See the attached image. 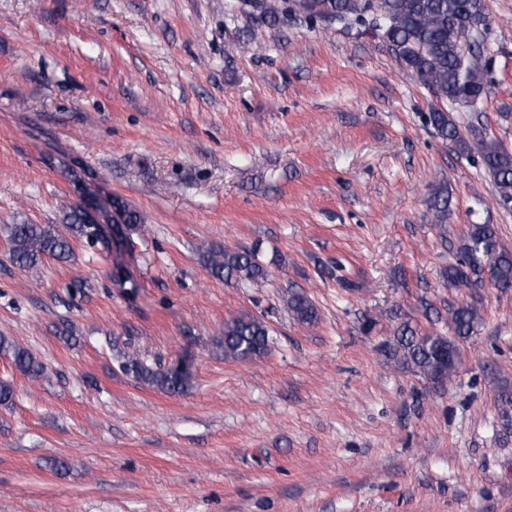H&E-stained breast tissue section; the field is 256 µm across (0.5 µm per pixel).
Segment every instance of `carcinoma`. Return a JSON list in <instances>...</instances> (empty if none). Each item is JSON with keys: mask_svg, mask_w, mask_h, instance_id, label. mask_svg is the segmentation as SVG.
<instances>
[{"mask_svg": "<svg viewBox=\"0 0 512 512\" xmlns=\"http://www.w3.org/2000/svg\"><path fill=\"white\" fill-rule=\"evenodd\" d=\"M287 0H263L261 18L276 23L286 13ZM298 14L327 25L368 28L394 50L399 60L439 100L476 109L486 92L485 52L473 35V27L488 18L486 0H293ZM426 123L455 142L461 153H477L481 165L494 179L502 203L512 202V152L488 138L476 126L465 132L449 113L434 110ZM432 222L446 241L450 197L448 187L434 190L428 200ZM103 221L123 236L141 229L143 218L120 197H113L102 213ZM87 213L79 203L68 206L65 224H6L5 240L10 261L31 270L47 257L70 256L71 242L92 245ZM207 273L224 282H261L266 270L245 250H210L202 255ZM444 279L450 288H479L485 283L502 292L512 290V251L505 248L492 224H471L459 246L456 262L448 265ZM294 321L311 326L318 321L315 305L304 294L291 292L286 302ZM482 324L475 302L448 304V333L420 334L404 321L393 332L389 349L402 354L407 367L441 383L456 373L461 342L477 335ZM267 323L255 316H239L224 323L221 347L224 358L247 361L262 355L269 346ZM0 355L24 376L41 380L45 365L30 350L12 338L0 335ZM116 360L121 372L171 395L185 393L191 385V370L181 364L149 363L128 352Z\"/></svg>", "mask_w": 512, "mask_h": 512, "instance_id": "cac0c4a2", "label": "carcinoma"}]
</instances>
